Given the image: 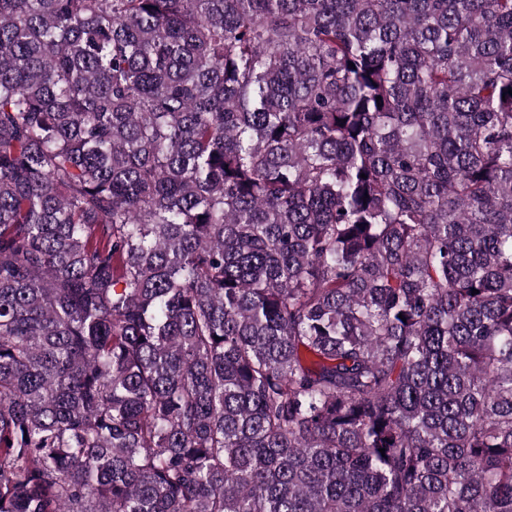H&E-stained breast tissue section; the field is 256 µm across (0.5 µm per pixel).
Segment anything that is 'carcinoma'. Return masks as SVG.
Segmentation results:
<instances>
[{"label":"carcinoma","instance_id":"obj_1","mask_svg":"<svg viewBox=\"0 0 512 512\" xmlns=\"http://www.w3.org/2000/svg\"><path fill=\"white\" fill-rule=\"evenodd\" d=\"M510 89L512 0H0V512H512Z\"/></svg>","mask_w":512,"mask_h":512}]
</instances>
